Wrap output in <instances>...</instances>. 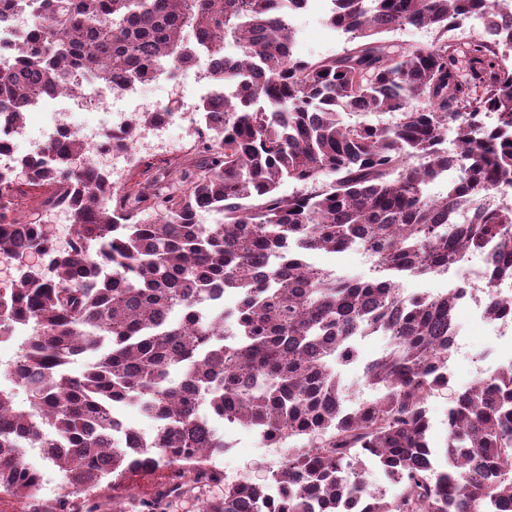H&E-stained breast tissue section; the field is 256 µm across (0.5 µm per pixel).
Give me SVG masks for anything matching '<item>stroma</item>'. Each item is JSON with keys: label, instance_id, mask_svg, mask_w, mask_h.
<instances>
[{"label": "stroma", "instance_id": "obj_1", "mask_svg": "<svg viewBox=\"0 0 512 512\" xmlns=\"http://www.w3.org/2000/svg\"><path fill=\"white\" fill-rule=\"evenodd\" d=\"M330 8L329 0H322L319 12H301L294 17L297 52L301 57L318 59L339 53L346 47L345 36L331 31L326 25ZM195 157L196 153L192 150L183 153H155L144 157L129 168L127 186L136 189L146 172L181 175L191 168ZM312 260L339 277L367 279L373 275L370 258L356 247L336 253H317ZM456 320L461 329V340L448 361V388L434 394L427 402L430 441L435 450L434 465L438 468L447 465L445 448L448 441L449 392L467 388L477 379L479 372L490 375L499 367L512 362V343L494 339L488 325L476 312L474 300L466 298L459 302ZM387 346L388 340L385 337H365L356 344L357 362L337 365L336 372L349 389L351 399L363 401L371 397V390L362 383V367L364 362L381 355ZM213 426L228 444L223 455L216 460L217 468L228 476L242 474L258 479L265 477L268 470L280 468L283 453L260 445L255 432L220 420L214 421ZM168 482L167 470L159 469L128 479L129 493L125 496L116 494L110 484L104 482L89 501L83 503L70 501L63 504L55 496L40 504L4 497L0 499V512H57L61 507L66 512H138L137 503L155 499Z\"/></svg>", "mask_w": 512, "mask_h": 512}]
</instances>
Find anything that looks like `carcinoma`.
<instances>
[{"label":"carcinoma","instance_id":"carcinoma-1","mask_svg":"<svg viewBox=\"0 0 512 512\" xmlns=\"http://www.w3.org/2000/svg\"><path fill=\"white\" fill-rule=\"evenodd\" d=\"M282 3L0 0V19L35 18L27 49L0 68V119L68 78L145 82L158 61L219 60L231 41L236 56L214 78L237 83L224 106L202 104L222 119L177 192L155 175L151 194H119L74 166L87 158L74 138L53 148L55 161L23 164L33 184H73L75 241L43 278L23 268L0 286V342L19 326L30 333L3 371L28 404L0 388L1 496L37 500L28 448L49 449L64 502L104 478L203 474L226 448L208 427L218 418L286 454L269 479L224 486L204 512H512V364L452 394L448 468L436 469L425 404L448 386L466 288L410 298L400 288L405 275L445 274L483 253L486 314L512 320V299L497 290L512 278V63L476 36L462 78L448 37L480 8L512 41V0H331L327 25L350 46L319 60L295 54ZM401 26L440 38L414 48L379 38ZM357 110L391 120L340 119ZM486 112L496 121L482 133ZM451 123L455 155L441 148ZM446 169L458 178L426 194ZM285 179L301 190L280 194ZM147 199L149 222L123 208ZM202 210L219 219L198 223ZM351 246L371 258L372 279L308 260ZM49 248L42 218L17 224L0 212V260ZM375 333L390 340L363 371L375 394L349 407L335 365L355 361V339ZM86 352L97 360L68 372ZM130 403L158 423L147 443L119 419ZM366 460L397 487L392 496L359 477Z\"/></svg>","mask_w":512,"mask_h":512}]
</instances>
